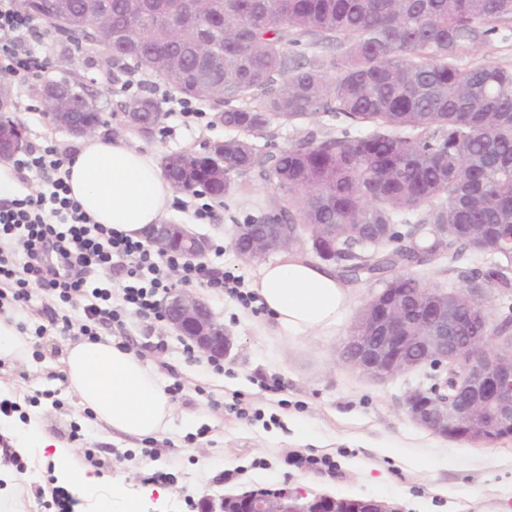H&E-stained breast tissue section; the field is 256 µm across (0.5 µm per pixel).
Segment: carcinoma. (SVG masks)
I'll list each match as a JSON object with an SVG mask.
<instances>
[{
    "instance_id": "carcinoma-1",
    "label": "carcinoma",
    "mask_w": 512,
    "mask_h": 512,
    "mask_svg": "<svg viewBox=\"0 0 512 512\" xmlns=\"http://www.w3.org/2000/svg\"><path fill=\"white\" fill-rule=\"evenodd\" d=\"M22 0L64 33L106 41L86 0ZM112 25V61L161 77L185 99L215 101L224 127L245 133L327 114L335 136L310 130L275 153L191 148L165 168L180 191L215 200L235 174L279 192L275 217L250 224L336 225L340 275L376 279L403 264L476 265L465 288H510L512 67L471 57L507 39L512 0H188L193 26L172 28L176 0H96ZM335 55L325 64L318 49ZM224 157V171L217 158ZM448 233V247L420 225Z\"/></svg>"
}]
</instances>
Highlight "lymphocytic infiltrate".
Listing matches in <instances>:
<instances>
[{"label": "lymphocytic infiltrate", "mask_w": 512, "mask_h": 512, "mask_svg": "<svg viewBox=\"0 0 512 512\" xmlns=\"http://www.w3.org/2000/svg\"><path fill=\"white\" fill-rule=\"evenodd\" d=\"M35 30V20L21 11L15 0H0V72L22 80L44 70L45 60L33 53L26 40ZM64 161L52 152L32 154L18 160V169L36 170L51 184L47 194L28 195L0 204V240H15L26 257L15 269L0 252V299L28 301L39 290L53 296L57 311L50 324L71 328V312L84 322L81 335L96 339L99 325L116 321L112 291L100 287L94 270L121 262L127 282L123 300L142 315L159 314V292L173 282H199L215 290L238 295L237 282L208 270L179 254H160L142 242L117 234L94 223L69 196Z\"/></svg>", "instance_id": "obj_1"}]
</instances>
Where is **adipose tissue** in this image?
<instances>
[{"instance_id": "1", "label": "adipose tissue", "mask_w": 512, "mask_h": 512, "mask_svg": "<svg viewBox=\"0 0 512 512\" xmlns=\"http://www.w3.org/2000/svg\"><path fill=\"white\" fill-rule=\"evenodd\" d=\"M70 197L98 224L134 240H145L151 225L168 216L175 190L154 156L119 138H85L66 163ZM286 336L325 332L350 307L348 289L334 266L293 253L262 264L251 284ZM64 375L82 410L112 431L139 440L157 438L175 406L155 373L121 341L88 339L67 345ZM23 448L50 452L62 465L60 477L75 486L95 483L86 469L72 466V449L29 423L19 436Z\"/></svg>"}]
</instances>
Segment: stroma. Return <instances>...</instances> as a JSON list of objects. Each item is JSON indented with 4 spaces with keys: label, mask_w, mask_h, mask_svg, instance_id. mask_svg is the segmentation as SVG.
Listing matches in <instances>:
<instances>
[{
    "label": "stroma",
    "mask_w": 512,
    "mask_h": 512,
    "mask_svg": "<svg viewBox=\"0 0 512 512\" xmlns=\"http://www.w3.org/2000/svg\"><path fill=\"white\" fill-rule=\"evenodd\" d=\"M31 47L46 59L44 72L12 82L10 117L27 129L30 150H47L70 158L80 140L55 130L33 95L34 85L62 77L83 80L105 119L104 132L127 140L155 159L228 136L213 112L185 122L180 96L152 73L126 70L112 78L98 52L74 43H59L51 25L36 22ZM156 99L165 116L154 131L143 134L123 125L129 98ZM235 192L215 201L205 195L178 193L170 221L188 224L209 238L205 264L224 275L250 282L256 264L242 263L234 250V229L250 218L271 215L278 195L270 182L247 174L235 178ZM207 218H198L199 209ZM190 289L224 322L235 346L229 359L214 362L186 353V341L163 321L124 309L120 322L98 327L100 339L121 340L156 374L164 386L180 385L175 412L156 439L137 441L112 431L84 412L64 380L61 358L72 334L49 326L44 315L54 300L34 291L21 305H5L0 317L26 336L31 353L20 361L0 360V400L18 402V410L0 415V498L15 512H48L43 494L60 482L57 465L36 449L19 452L17 429L35 420L46 431L75 448L73 462L87 467L86 450L103 462L96 489L78 494L74 512H96L106 503L122 512L113 485L140 492L141 474L169 473L162 487L170 494L164 512H182L184 496L197 503L225 494L259 488H285L308 495L373 499L389 512H512V440L484 445L447 439L411 421L405 397L429 388L431 369L400 373L373 381L340 359V350L361 307L379 286L351 285L353 311L329 333L278 335L263 307L243 305L202 284ZM44 336H36L38 326ZM281 379L280 390L268 388Z\"/></svg>",
    "instance_id": "1"
}]
</instances>
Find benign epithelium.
Here are the masks:
<instances>
[{
    "label": "benign epithelium",
    "mask_w": 512,
    "mask_h": 512,
    "mask_svg": "<svg viewBox=\"0 0 512 512\" xmlns=\"http://www.w3.org/2000/svg\"><path fill=\"white\" fill-rule=\"evenodd\" d=\"M41 104L52 112L54 125L73 137L96 132L99 124L80 118L84 101L46 84L35 88ZM125 124L142 133L143 113L134 107L124 113ZM25 129L9 116H0V161L27 151ZM244 238L236 239L241 261L251 263L298 244L314 246L325 258L336 259V229L324 224H301L288 236L286 224H243ZM161 254L179 248L190 258L203 256L207 237L187 224H155L147 234ZM166 325L187 339L204 356H230L233 339L210 306L186 289L165 300ZM495 327L487 309V289L383 288L359 309L342 360L377 381L427 366L438 370L427 390L405 399L411 420L433 433L469 443L495 444L512 438V331L485 335ZM205 512H387L377 501L307 497L299 491L266 489L223 495L207 502Z\"/></svg>",
    "instance_id": "obj_1"
}]
</instances>
